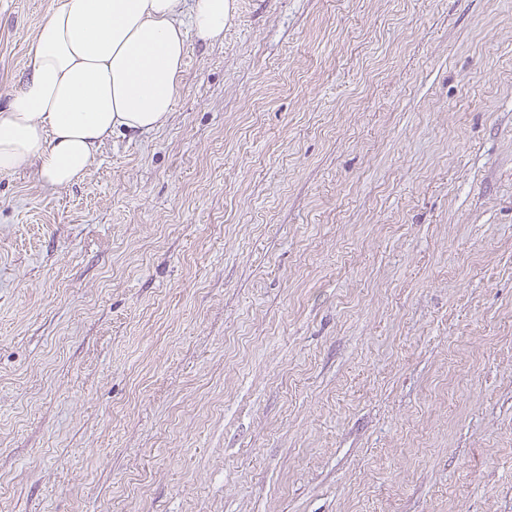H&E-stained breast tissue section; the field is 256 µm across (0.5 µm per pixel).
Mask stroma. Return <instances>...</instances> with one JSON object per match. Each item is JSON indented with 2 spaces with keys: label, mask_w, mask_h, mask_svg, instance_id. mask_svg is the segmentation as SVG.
I'll use <instances>...</instances> for the list:
<instances>
[{
  "label": "stroma",
  "mask_w": 512,
  "mask_h": 512,
  "mask_svg": "<svg viewBox=\"0 0 512 512\" xmlns=\"http://www.w3.org/2000/svg\"><path fill=\"white\" fill-rule=\"evenodd\" d=\"M233 6L160 129L0 175V512H512V0Z\"/></svg>",
  "instance_id": "stroma-1"
}]
</instances>
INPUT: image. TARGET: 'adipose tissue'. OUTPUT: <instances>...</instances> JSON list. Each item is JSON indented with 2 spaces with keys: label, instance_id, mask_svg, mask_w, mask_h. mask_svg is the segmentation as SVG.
<instances>
[{
  "label": "adipose tissue",
  "instance_id": "ef3b65f1",
  "mask_svg": "<svg viewBox=\"0 0 512 512\" xmlns=\"http://www.w3.org/2000/svg\"><path fill=\"white\" fill-rule=\"evenodd\" d=\"M231 10V0H55L0 110V174L30 166L44 185L65 187L113 133L159 129L187 34L223 41Z\"/></svg>",
  "mask_w": 512,
  "mask_h": 512
}]
</instances>
